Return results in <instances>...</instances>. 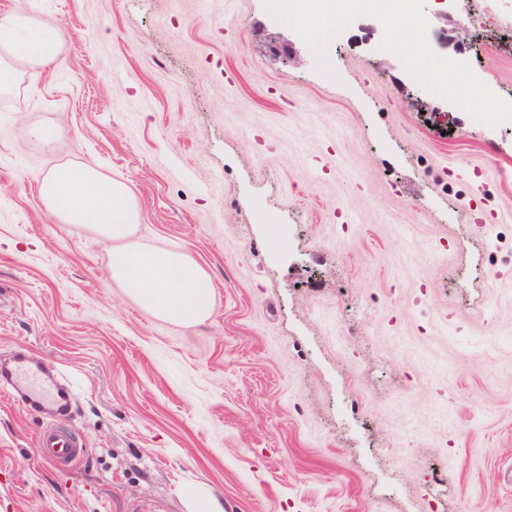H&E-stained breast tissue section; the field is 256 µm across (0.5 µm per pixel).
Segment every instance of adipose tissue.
Wrapping results in <instances>:
<instances>
[{
  "instance_id": "adipose-tissue-1",
  "label": "adipose tissue",
  "mask_w": 512,
  "mask_h": 512,
  "mask_svg": "<svg viewBox=\"0 0 512 512\" xmlns=\"http://www.w3.org/2000/svg\"><path fill=\"white\" fill-rule=\"evenodd\" d=\"M63 47L64 32L58 22L19 7L0 11V91L13 87L16 64H27L35 72L57 65ZM39 193L62 223L91 226L111 243L109 277L144 310L177 324L210 317L212 283L184 253L125 246L138 217L126 184L78 163L45 174Z\"/></svg>"
}]
</instances>
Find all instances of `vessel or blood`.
Segmentation results:
<instances>
[{"label":"vessel or blood","instance_id":"vessel-or-blood-1","mask_svg":"<svg viewBox=\"0 0 512 512\" xmlns=\"http://www.w3.org/2000/svg\"><path fill=\"white\" fill-rule=\"evenodd\" d=\"M0 386L24 405L51 415L37 435L39 453L47 463L63 470L84 459L83 439L66 426L74 396L59 383L57 372L22 353L0 364Z\"/></svg>","mask_w":512,"mask_h":512}]
</instances>
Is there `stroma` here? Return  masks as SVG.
Here are the masks:
<instances>
[{
	"label": "stroma",
	"instance_id": "obj_1",
	"mask_svg": "<svg viewBox=\"0 0 512 512\" xmlns=\"http://www.w3.org/2000/svg\"><path fill=\"white\" fill-rule=\"evenodd\" d=\"M492 6L427 0L429 43L512 98V29L460 22ZM15 7L65 45L0 92V361L73 386L88 452L42 462L45 417L0 392V512H188L192 486L224 512H512V120L424 90L372 17L330 77L264 0ZM73 162L129 187L130 245L209 276L204 323L143 310L47 211Z\"/></svg>",
	"mask_w": 512,
	"mask_h": 512
}]
</instances>
